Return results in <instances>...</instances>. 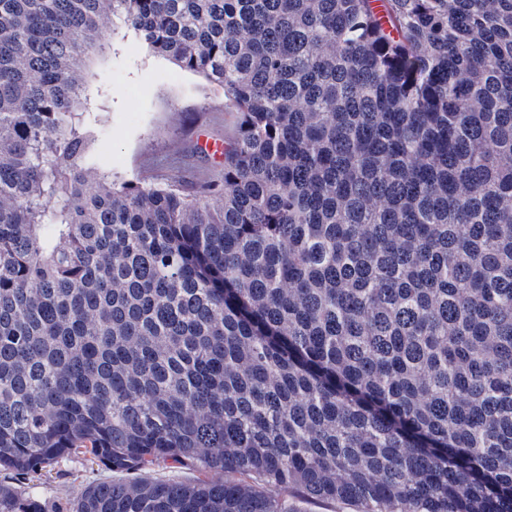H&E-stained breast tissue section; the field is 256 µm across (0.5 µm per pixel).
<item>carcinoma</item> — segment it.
Listing matches in <instances>:
<instances>
[{
  "mask_svg": "<svg viewBox=\"0 0 512 512\" xmlns=\"http://www.w3.org/2000/svg\"><path fill=\"white\" fill-rule=\"evenodd\" d=\"M113 19L224 87L216 180L96 167ZM78 454L66 512H512V0H0V512ZM288 504L301 512H356L357 508L341 500H320L302 497L300 494L290 492Z\"/></svg>",
  "mask_w": 512,
  "mask_h": 512,
  "instance_id": "carcinoma-1",
  "label": "carcinoma"
}]
</instances>
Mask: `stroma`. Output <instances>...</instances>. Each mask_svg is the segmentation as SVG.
Here are the masks:
<instances>
[{
  "instance_id": "obj_1",
  "label": "stroma",
  "mask_w": 512,
  "mask_h": 512,
  "mask_svg": "<svg viewBox=\"0 0 512 512\" xmlns=\"http://www.w3.org/2000/svg\"><path fill=\"white\" fill-rule=\"evenodd\" d=\"M78 111L100 134L93 147L99 170L120 181L188 187L209 182L219 165L196 148L198 133L223 143L238 134L239 116L224 105L222 87L152 52L123 22L110 29L99 55L85 64ZM103 467L71 457L56 464L35 494L63 512L62 488L77 491L103 478Z\"/></svg>"
}]
</instances>
